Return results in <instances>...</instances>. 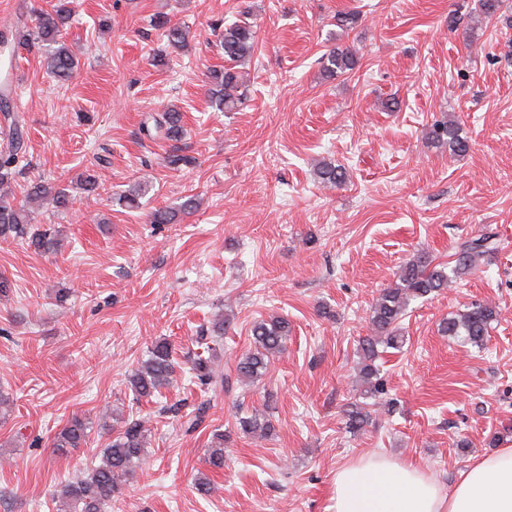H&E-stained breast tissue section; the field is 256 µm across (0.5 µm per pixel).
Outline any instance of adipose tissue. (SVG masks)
Returning <instances> with one entry per match:
<instances>
[{
	"instance_id": "ef3b65f1",
	"label": "adipose tissue",
	"mask_w": 512,
	"mask_h": 512,
	"mask_svg": "<svg viewBox=\"0 0 512 512\" xmlns=\"http://www.w3.org/2000/svg\"><path fill=\"white\" fill-rule=\"evenodd\" d=\"M333 512H512V448L479 458L451 489L382 456L339 467Z\"/></svg>"
}]
</instances>
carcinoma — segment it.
<instances>
[{
  "mask_svg": "<svg viewBox=\"0 0 512 512\" xmlns=\"http://www.w3.org/2000/svg\"><path fill=\"white\" fill-rule=\"evenodd\" d=\"M71 15L68 0H58L49 11H41L35 16L34 27L19 23L8 29L16 44L42 43L47 45V70L57 79L69 80L76 68L73 56L65 42L62 31ZM154 26L163 30L167 43L172 48L183 47L189 32L178 24H172L166 17L156 18ZM224 49L225 66L210 71L211 102L219 110L228 112L242 103L243 75L237 70L239 63L254 54L256 30L244 16L224 26L219 33ZM358 63L356 50L351 46L335 47L324 57L323 70L329 77L347 73ZM13 85L9 77L0 81V134L3 146L0 147V238L29 237L30 244L38 251H49L57 246V239L44 230L30 233L33 206L50 200L61 208L70 203V191L66 186L49 182L34 183L27 194V205L11 203V184L19 174L18 165L26 155V132L24 120L12 107ZM157 134L170 141H178L183 136L182 115L169 108L149 117ZM427 138L433 144L447 147L451 153L460 155L468 151V141L459 135L458 124L448 120H437L427 130ZM319 183L340 187L347 183L345 167L322 161L315 169ZM149 179L135 182L118 202L128 209L140 207L142 199L149 191ZM195 201L186 199L179 208L159 209L152 213L151 223L170 224L178 212L193 208ZM498 248V233L490 228L476 236L467 238L456 246L454 265L435 264L426 254L421 253L405 263L396 282L381 290L370 309L371 333L360 339L359 376L364 390L361 400L348 405L345 410V425L349 432L357 433L365 429L371 421L367 410V399H377L386 394L385 383L380 377L376 361L380 353L389 349L399 350L405 343V336L399 327L401 318L411 301L434 296L444 291L450 284L470 272L478 258L492 257ZM498 307L486 300H474L448 315L440 322V331L464 345L482 349L492 325L498 321ZM288 320L283 317L261 319L251 327V348L234 360L233 367L225 373L220 368L217 350L218 337L206 340L201 335L197 340L203 352H196L189 367L190 380L203 393L212 388H232V382L242 385L254 383L266 374L271 361L286 350L288 340ZM177 365L172 356L171 346L160 341L149 350L148 358L141 361L128 377V383L135 399L152 398L173 385ZM207 402L198 405L193 415L181 423L186 434L196 432L206 421ZM91 422L74 416L55 434L52 447L57 452L82 448L87 444ZM236 428L248 437H265L271 432L270 420L257 412L236 419ZM150 429L139 418L124 421L118 433L112 437L106 448L100 452V463L89 471L65 483L59 491L60 512H107L112 500L121 493L128 481L147 455ZM225 434L215 429L211 445L206 448L205 465L207 471L199 472L194 479V489L201 497L211 495L215 484L209 473L224 470Z\"/></svg>",
  "mask_w": 512,
  "mask_h": 512,
  "instance_id": "obj_1",
  "label": "carcinoma"
}]
</instances>
